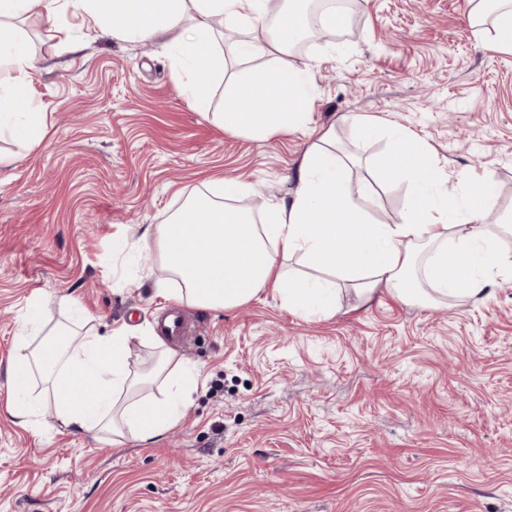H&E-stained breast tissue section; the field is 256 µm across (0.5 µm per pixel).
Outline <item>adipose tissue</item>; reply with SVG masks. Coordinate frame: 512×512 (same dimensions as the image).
Returning <instances> with one entry per match:
<instances>
[{"label": "adipose tissue", "instance_id": "ef3b65f1", "mask_svg": "<svg viewBox=\"0 0 512 512\" xmlns=\"http://www.w3.org/2000/svg\"><path fill=\"white\" fill-rule=\"evenodd\" d=\"M28 2L0 0V140L23 147L44 136V115L29 80L26 30L55 32L62 10L108 23L113 39L122 42L170 36L173 67L185 77L188 101L204 115L211 113L215 77L232 64L287 55L308 23L302 0L285 6L280 0H40L35 15ZM473 2L481 38L512 53V0ZM217 20L241 34L232 59L215 50ZM313 97L308 69L277 64L247 71L225 92L224 110L215 115L224 129L257 139L302 132ZM354 124L361 139L393 142L384 175H404L411 184L402 223L370 220L374 191L365 183L350 188L347 161L326 148L336 137L330 127L304 151L290 200L272 205L263 220L235 203L248 193V183L230 181L194 194L167 223L148 225L136 241L122 240V248L157 252L163 275L155 289L165 300L229 310L264 292L311 319L336 315L346 285L367 300L384 290L403 303L435 307L477 297L496 278L512 276V255L499 247L500 234L512 232V211L494 214L498 184L491 175L468 179L467 197L457 201L440 192L446 174L424 139L362 117ZM293 259L310 275L294 273ZM90 321L85 314L77 326L17 337L8 413L23 425L32 420L39 402L27 393L40 376L64 428L158 441L179 424L202 380L200 368H173V354L160 336L125 325L101 336ZM147 340L155 348L153 362L134 370L132 346ZM154 384L161 386L160 396L146 394Z\"/></svg>", "mask_w": 512, "mask_h": 512}]
</instances>
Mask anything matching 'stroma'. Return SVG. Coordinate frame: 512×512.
<instances>
[{"label":"stroma","instance_id":"stroma-1","mask_svg":"<svg viewBox=\"0 0 512 512\" xmlns=\"http://www.w3.org/2000/svg\"><path fill=\"white\" fill-rule=\"evenodd\" d=\"M331 37L293 49L308 67L312 125L355 156L372 220L402 222L409 183L383 177L386 138L357 116L425 139L449 195L492 174L512 209V53L471 24L470 0H354ZM71 44L30 32L42 142L0 166V512H512V287L448 307L368 303L343 293L309 320L260 294L232 310L181 306L175 360L198 366L180 425L158 442L113 443L61 426L53 401L32 423L5 409L25 319L65 323L81 308L108 334L155 331L154 255L118 238L165 223L215 177L249 182L260 212L289 198L311 137L225 130L182 93L157 42H118L107 24L64 14Z\"/></svg>","mask_w":512,"mask_h":512}]
</instances>
